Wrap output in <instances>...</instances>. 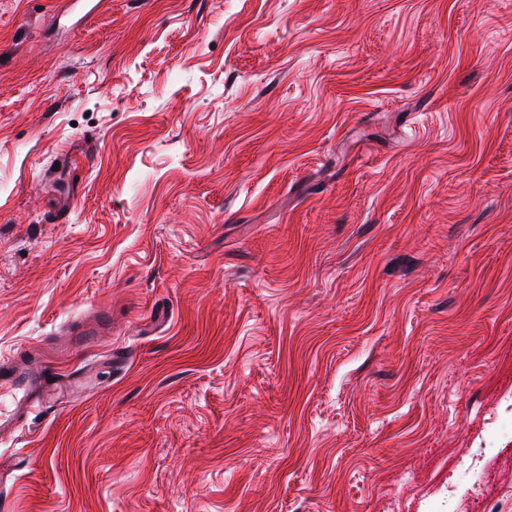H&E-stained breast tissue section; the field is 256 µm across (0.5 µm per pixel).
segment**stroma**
Returning a JSON list of instances; mask_svg holds the SVG:
<instances>
[{"label":"stroma","mask_w":512,"mask_h":512,"mask_svg":"<svg viewBox=\"0 0 512 512\" xmlns=\"http://www.w3.org/2000/svg\"><path fill=\"white\" fill-rule=\"evenodd\" d=\"M96 308L0 512H512V0H0V358Z\"/></svg>","instance_id":"1"}]
</instances>
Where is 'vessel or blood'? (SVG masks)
Instances as JSON below:
<instances>
[{
  "label": "vessel or blood",
  "instance_id": "vessel-or-blood-1",
  "mask_svg": "<svg viewBox=\"0 0 512 512\" xmlns=\"http://www.w3.org/2000/svg\"><path fill=\"white\" fill-rule=\"evenodd\" d=\"M75 373L60 374L31 346L0 361V437L17 433L35 414L60 405Z\"/></svg>",
  "mask_w": 512,
  "mask_h": 512
}]
</instances>
